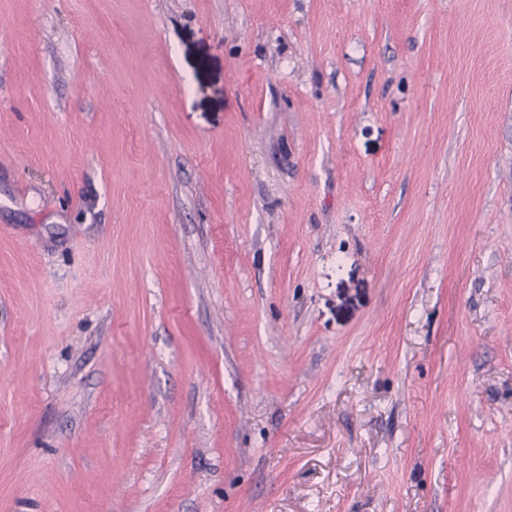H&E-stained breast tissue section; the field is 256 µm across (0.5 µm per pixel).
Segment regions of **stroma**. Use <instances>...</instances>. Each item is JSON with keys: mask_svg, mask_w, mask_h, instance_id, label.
Masks as SVG:
<instances>
[{"mask_svg": "<svg viewBox=\"0 0 512 512\" xmlns=\"http://www.w3.org/2000/svg\"><path fill=\"white\" fill-rule=\"evenodd\" d=\"M0 512H512V0H0Z\"/></svg>", "mask_w": 512, "mask_h": 512, "instance_id": "1", "label": "stroma"}]
</instances>
